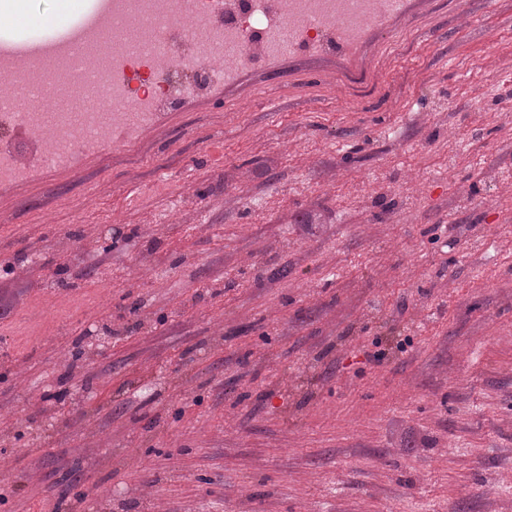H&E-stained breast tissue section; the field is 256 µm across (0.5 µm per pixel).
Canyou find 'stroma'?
<instances>
[{"label": "stroma", "mask_w": 512, "mask_h": 512, "mask_svg": "<svg viewBox=\"0 0 512 512\" xmlns=\"http://www.w3.org/2000/svg\"><path fill=\"white\" fill-rule=\"evenodd\" d=\"M136 135L0 186V512H512V0Z\"/></svg>", "instance_id": "stroma-1"}]
</instances>
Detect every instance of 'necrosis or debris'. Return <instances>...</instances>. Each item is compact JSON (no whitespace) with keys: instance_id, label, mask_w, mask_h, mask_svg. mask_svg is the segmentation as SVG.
I'll return each instance as SVG.
<instances>
[{"instance_id":"necrosis-or-debris-1","label":"necrosis or debris","mask_w":512,"mask_h":512,"mask_svg":"<svg viewBox=\"0 0 512 512\" xmlns=\"http://www.w3.org/2000/svg\"><path fill=\"white\" fill-rule=\"evenodd\" d=\"M391 15V0H106L74 35L1 43L0 141L20 133L33 148L0 144V184L28 175L36 163L70 166L86 148L133 149L135 125L278 55L281 42L295 50L333 45L352 53ZM131 24L146 33L134 46L125 40ZM196 24L214 44L209 53L196 45ZM47 80L53 95L86 94L93 111L58 112L46 124L40 113L18 108L20 90H37Z\"/></svg>"}]
</instances>
